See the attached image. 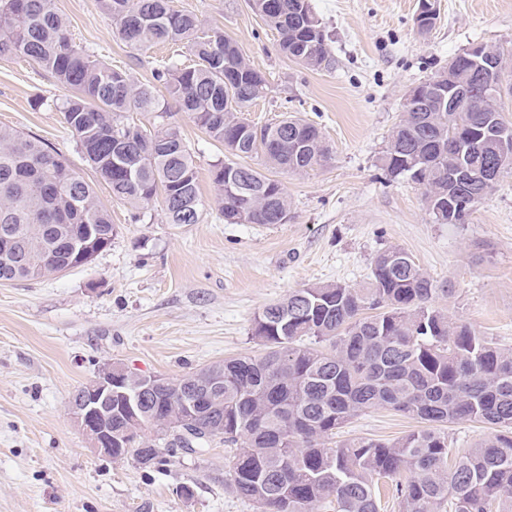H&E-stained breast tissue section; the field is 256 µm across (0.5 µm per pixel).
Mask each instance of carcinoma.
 Returning a JSON list of instances; mask_svg holds the SVG:
<instances>
[{"instance_id":"cac0c4a2","label":"carcinoma","mask_w":512,"mask_h":512,"mask_svg":"<svg viewBox=\"0 0 512 512\" xmlns=\"http://www.w3.org/2000/svg\"><path fill=\"white\" fill-rule=\"evenodd\" d=\"M275 30L283 53L303 66L333 64L322 20L311 0H251ZM121 41L136 52L168 43L188 47L156 63L153 81L127 74L77 45L55 0H0V57H19L51 73L64 94L57 104L84 159L112 198L139 211L154 199L171 224H198L205 211L194 155L166 122L162 85L178 108L214 142L225 160L214 165L212 205L226 224H285L284 186L269 169L306 173L329 154L319 129L292 115L258 126L244 113L266 96V76L236 43L171 0H98ZM503 68L464 101L426 112L413 107L434 91L452 100L473 78L468 51L416 85L403 119L382 153L387 175L424 189L439 224H466L475 203L512 170V121L504 115ZM129 112L150 125L125 122ZM261 160V167L250 164ZM11 225L29 267L0 262V281L39 279L70 268V224H95L98 249L112 243L111 215L66 158L41 140L0 129V225ZM437 288L406 251L389 248L373 261L368 285L315 284L288 292L254 318L260 357L210 365L224 387L196 411L200 438L184 449L203 453L215 441L230 447L225 487L259 512H379V480L391 481L398 512H512V349L449 318L435 305ZM197 372L158 376L159 393L134 374L124 391H143L142 409L157 440L167 420L187 414L181 394ZM388 408L422 423L392 442L355 437L330 446L351 420ZM490 433L449 458L445 426L457 421ZM140 423L112 418V434L132 440ZM243 443L238 448L236 444Z\"/></svg>"}]
</instances>
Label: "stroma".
<instances>
[{
    "label": "stroma",
    "instance_id": "stroma-1",
    "mask_svg": "<svg viewBox=\"0 0 512 512\" xmlns=\"http://www.w3.org/2000/svg\"><path fill=\"white\" fill-rule=\"evenodd\" d=\"M330 38L333 68L311 70L284 55L250 0H174L221 28L271 83L247 117L267 124L294 112L316 124L330 149L313 171L273 172L290 202L287 223L228 224L217 210L200 223H169L161 201L133 217L83 159L55 106L54 77L0 57V127L34 136L94 184L116 234L86 265L43 279L0 284V512H256L224 486L222 444L182 451L155 468L94 456L67 400L107 359L176 377L239 355H261L255 315L288 291L318 283L366 285L375 256L410 253L441 287L437 306L477 334L512 348V170L476 204L468 223H436L422 187L394 181L380 158L408 90L463 50L492 45L512 65V0H436L426 34L419 0H311ZM74 41L151 81L113 32L98 0H56ZM170 122L192 148L204 200L216 195L215 144L180 111ZM417 420L378 409L339 430L337 441L391 442ZM192 499H183L181 487Z\"/></svg>",
    "mask_w": 512,
    "mask_h": 512
}]
</instances>
